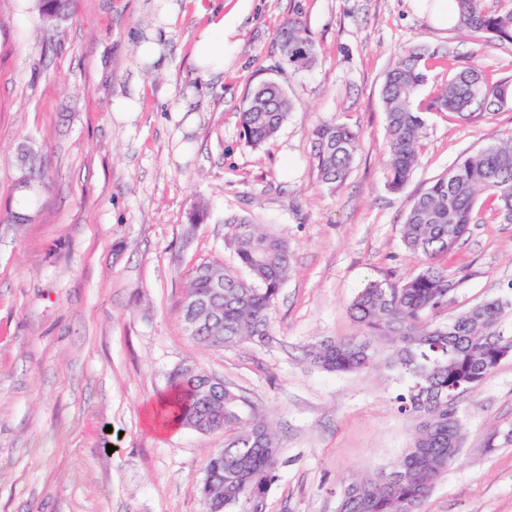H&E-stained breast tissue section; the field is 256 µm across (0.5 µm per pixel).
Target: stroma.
<instances>
[{"instance_id": "1", "label": "stroma", "mask_w": 512, "mask_h": 512, "mask_svg": "<svg viewBox=\"0 0 512 512\" xmlns=\"http://www.w3.org/2000/svg\"><path fill=\"white\" fill-rule=\"evenodd\" d=\"M178 14L164 70L138 68L134 41L153 0H74L47 21L35 0H0V512H206L196 488L225 432L165 434L146 411L181 364L223 379L242 420L260 416L280 443L266 512H336L351 478L391 470L419 420L384 362L329 373L307 346L349 338V314L372 281L418 267L401 228L411 200L464 154L512 130V104L461 120L425 113L411 180L386 184L385 73L404 47L453 52L488 82H512V45L435 25L413 0H172ZM239 11L235 53L201 77L192 52L211 12ZM306 25L310 70L282 61L276 33ZM274 80L293 104L265 145L241 136L247 94ZM138 94L117 120L112 102ZM335 120L360 135L347 180L324 185L312 130ZM29 145L46 186L21 196L17 149ZM207 217L193 237V208ZM26 215L16 224L12 214ZM248 217L288 242L289 276L266 343L211 347L190 336L186 274L208 262L248 279L230 238ZM454 278L443 317L512 291V224L478 201L476 222L440 260ZM460 459L419 512H512V357L458 403Z\"/></svg>"}]
</instances>
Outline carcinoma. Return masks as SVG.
Segmentation results:
<instances>
[{
    "label": "carcinoma",
    "instance_id": "obj_1",
    "mask_svg": "<svg viewBox=\"0 0 512 512\" xmlns=\"http://www.w3.org/2000/svg\"><path fill=\"white\" fill-rule=\"evenodd\" d=\"M456 27L490 40L512 44V8L488 12L482 0H455ZM283 60L296 71L313 67L316 44L307 28L290 19L278 32ZM435 54L418 47L404 49L387 70L381 89L386 123V182L392 191L410 181L420 144L424 118L415 106L419 89ZM451 76L435 97L439 111L468 120L477 105L493 115L512 102V83L493 84L468 67L457 68L456 57L446 55ZM292 111L285 90L275 82L260 85L241 112L246 143L257 148L273 138ZM317 170L331 187L348 177L359 148V135L336 121L318 124L314 131ZM488 198L497 218L512 224V132L500 142L460 158L448 175L436 179L407 208L402 225L406 249L419 261L418 270L399 283L370 282L351 304L352 318L363 334L349 339H326L307 348L317 367L329 372H351L368 367L375 359L374 342L391 344L390 368L407 379L396 396L398 410L416 414L422 422L410 447L391 471L350 480L340 491L339 512H419L435 480L458 459L461 434L458 402L448 396L476 390L499 364V355L512 350V326L505 324L512 312V297L489 298L446 323L436 321L448 304L450 275L437 258L452 253L474 223L480 197ZM226 224L238 228L231 238L239 263L250 280L224 275L220 268L199 264L188 272L186 292L206 299L212 282L224 277V320L207 321L195 336L212 346L241 341L264 343L270 338L271 310L288 278V242L250 225L244 217H230ZM177 367L169 375V391L159 406L165 427L177 425L210 433L238 422L240 396L220 389L224 406L210 396L208 373L186 378ZM279 439L264 419L254 416L244 429L225 439L224 448L207 464L210 479L224 488V508L264 512L266 498L276 481Z\"/></svg>",
    "mask_w": 512,
    "mask_h": 512
}]
</instances>
